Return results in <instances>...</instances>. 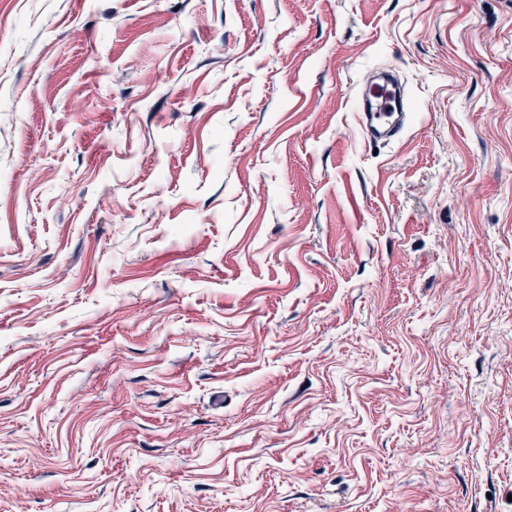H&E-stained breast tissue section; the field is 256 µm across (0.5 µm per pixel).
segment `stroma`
Listing matches in <instances>:
<instances>
[{
  "mask_svg": "<svg viewBox=\"0 0 512 512\" xmlns=\"http://www.w3.org/2000/svg\"><path fill=\"white\" fill-rule=\"evenodd\" d=\"M0 512H512V0H0ZM385 83L390 84L395 88L397 93L396 98V111L392 112L387 110L385 112H392V117L389 121H382L378 112H374V90L375 88H369L368 85L362 90L360 94V108L359 113V124L363 134L369 140H396L400 137L404 131V117L406 111L411 109V104L405 99L399 86L391 81L386 80Z\"/></svg>",
  "mask_w": 512,
  "mask_h": 512,
  "instance_id": "obj_1",
  "label": "stroma"
}]
</instances>
